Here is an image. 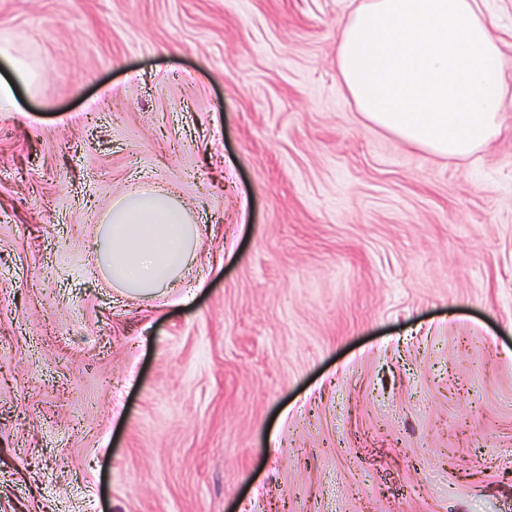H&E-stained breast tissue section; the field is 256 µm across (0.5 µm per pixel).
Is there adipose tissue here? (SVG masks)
I'll return each mask as SVG.
<instances>
[{
  "mask_svg": "<svg viewBox=\"0 0 512 512\" xmlns=\"http://www.w3.org/2000/svg\"><path fill=\"white\" fill-rule=\"evenodd\" d=\"M339 30L336 64L359 111L409 143L466 157L512 112L482 0H361ZM102 232L101 266L136 292L174 280L196 239L184 208L155 190L113 203Z\"/></svg>",
  "mask_w": 512,
  "mask_h": 512,
  "instance_id": "adipose-tissue-1",
  "label": "adipose tissue"
}]
</instances>
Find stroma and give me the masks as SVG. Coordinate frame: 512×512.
Listing matches in <instances>:
<instances>
[{
    "instance_id": "35a3bbf8",
    "label": "stroma",
    "mask_w": 512,
    "mask_h": 512,
    "mask_svg": "<svg viewBox=\"0 0 512 512\" xmlns=\"http://www.w3.org/2000/svg\"><path fill=\"white\" fill-rule=\"evenodd\" d=\"M359 0H0V512H512V112L368 121ZM157 188L194 255L113 286ZM185 209L155 190L125 195L104 218L98 259L112 282L136 292L168 284L182 270L196 232Z\"/></svg>"
}]
</instances>
